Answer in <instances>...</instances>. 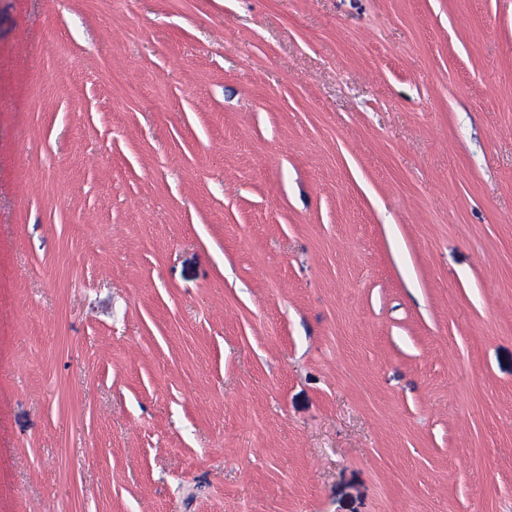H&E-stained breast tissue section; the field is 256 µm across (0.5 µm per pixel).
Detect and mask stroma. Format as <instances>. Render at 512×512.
<instances>
[{"instance_id":"1","label":"stroma","mask_w":512,"mask_h":512,"mask_svg":"<svg viewBox=\"0 0 512 512\" xmlns=\"http://www.w3.org/2000/svg\"><path fill=\"white\" fill-rule=\"evenodd\" d=\"M0 512H512V0H0Z\"/></svg>"}]
</instances>
